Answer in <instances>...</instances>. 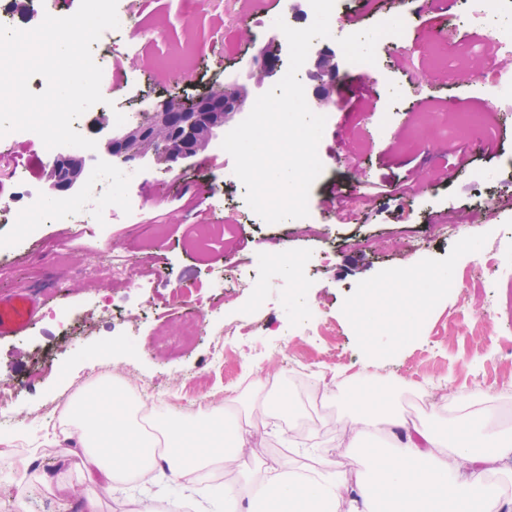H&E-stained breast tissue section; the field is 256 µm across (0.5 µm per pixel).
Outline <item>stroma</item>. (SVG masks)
<instances>
[{"label": "stroma", "instance_id": "obj_1", "mask_svg": "<svg viewBox=\"0 0 512 512\" xmlns=\"http://www.w3.org/2000/svg\"><path fill=\"white\" fill-rule=\"evenodd\" d=\"M348 17L372 56L352 67L342 41L322 39L318 52L333 56L330 87L307 81V102L329 95L330 117L318 145L323 164L311 187L308 222L257 224L238 219L232 206L242 187L226 183L230 155L204 151L172 167H138L131 193L141 208L134 224H44L16 239V225L0 223V293L36 290L37 319L20 336L0 339V389L9 393L11 421L0 422V512H137L152 498L156 512H225L224 485L251 490L266 469L288 462L303 472L344 469V442L336 421L353 411L349 389L364 374L378 377L370 406L440 429L444 416L467 413V402L501 411L499 387L512 382V112L490 113L480 139L452 121L485 96L472 72L482 65L485 35L460 20L454 0L452 30L441 33L439 14L425 0H344ZM143 33L134 56L119 57L111 77L128 112L151 108L168 96L196 98L254 70L267 39L261 18L279 8L263 0L256 16L250 0H196L185 16L182 0H142ZM405 16L412 57L392 48L375 28L382 18ZM178 45L196 55L185 79L167 77L160 61ZM372 79L359 92L360 76ZM342 196L351 217L340 223L321 210ZM456 235L440 238L438 224ZM296 255L307 267L296 276L272 252ZM117 263H140V287L96 274L99 251ZM415 264L450 283L418 303L413 289L389 290L393 270ZM244 276L255 288L240 290ZM209 283L210 306L193 340L181 332L191 309L175 305L179 283ZM374 296L391 324L385 334L361 326L355 308ZM68 311L75 331L54 319ZM223 345L224 363L212 361ZM126 382L156 381L162 413L178 421L219 410L260 441L263 455L247 470H215L190 480L169 479L164 463L147 477L118 487L86 478L84 449L69 422L54 410L82 395L102 371ZM210 383L198 386L194 376ZM280 376L279 389L264 387ZM427 408L414 413V401ZM290 400L293 412L276 409ZM205 496H198V489Z\"/></svg>", "mask_w": 512, "mask_h": 512}]
</instances>
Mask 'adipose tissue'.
Segmentation results:
<instances>
[{"label":"adipose tissue","mask_w":512,"mask_h":512,"mask_svg":"<svg viewBox=\"0 0 512 512\" xmlns=\"http://www.w3.org/2000/svg\"><path fill=\"white\" fill-rule=\"evenodd\" d=\"M374 378L362 376L352 389L361 397L358 410L341 421L343 432L352 438L400 430L396 447L374 448L365 467L377 484L365 486L362 477L348 478L330 468L304 473L281 464L251 494L257 504L306 505V512H377L375 504L389 503V512H512V497L502 496L487 482L498 474L512 482V431L500 432L491 448L481 449V428L493 416L488 409L472 408L464 416L450 419V427H462L466 436L448 452H441V439L428 429L409 424L395 412L377 413L365 404L371 396ZM112 388L92 385L84 397L70 407L79 437L87 447L89 477L109 482L125 481L152 468L158 438H165L166 468L179 478L186 473L218 465L228 472L245 468L247 460L259 459L260 449H246L236 427L225 425L223 417L208 416L190 428L174 418L161 424V436L138 426L131 413L110 407ZM359 488L362 507L349 503L352 488Z\"/></svg>","instance_id":"1"}]
</instances>
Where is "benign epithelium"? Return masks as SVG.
<instances>
[{
  "instance_id": "7a95c632",
  "label": "benign epithelium",
  "mask_w": 512,
  "mask_h": 512,
  "mask_svg": "<svg viewBox=\"0 0 512 512\" xmlns=\"http://www.w3.org/2000/svg\"><path fill=\"white\" fill-rule=\"evenodd\" d=\"M258 67L251 77L258 84L271 76L275 60L269 48L262 47ZM314 75L321 80L336 77V62L322 55L314 62ZM248 98L245 86L228 91L214 88L200 97L194 107L183 99L170 96L157 103L145 118L102 141L98 150L123 164H133L152 157L158 161L176 162L194 157L207 150L217 132L224 129V121L243 109ZM85 159L75 155L58 157L47 172V193L63 195L82 179Z\"/></svg>"
}]
</instances>
